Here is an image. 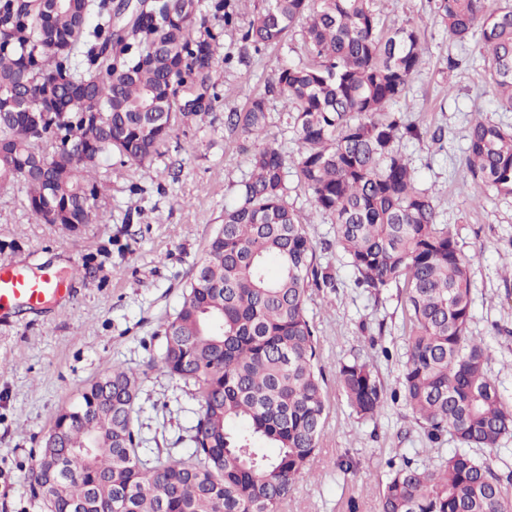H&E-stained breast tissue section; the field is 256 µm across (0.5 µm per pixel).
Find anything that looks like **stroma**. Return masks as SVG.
Wrapping results in <instances>:
<instances>
[{"label": "stroma", "mask_w": 512, "mask_h": 512, "mask_svg": "<svg viewBox=\"0 0 512 512\" xmlns=\"http://www.w3.org/2000/svg\"><path fill=\"white\" fill-rule=\"evenodd\" d=\"M386 26H418L425 48L418 74L390 105L416 123L422 137L402 139L422 188L433 196L439 223L448 225L473 263L471 335L484 339L488 371L512 401V196L466 184L465 150L471 121L483 114L512 129V109L501 107L489 80L490 62L479 36L451 39L430 0H375ZM216 32L209 110L181 122L152 162L136 165L112 156L104 166L97 201L101 218L78 231L39 222L21 185L0 187V266L16 265L30 277L54 273L69 290L42 310L19 306L0 319V512H45L31 497L28 475L58 409L83 385L112 366L142 371L134 425L144 447L185 456L198 407L191 388L160 365L161 325L182 302L209 238L224 219V205L248 178L250 159L264 140L224 128V114L264 91L278 58L299 60L300 30L287 41L254 53L222 14L202 10L192 38ZM232 65H225V56ZM459 59L448 69V58ZM442 140H434L435 131ZM288 202L298 212L335 288L308 291L307 314L320 343L319 369L326 415L313 475L300 480L283 512H379L388 462L400 453L427 469L455 448L452 437L428 440L403 402H386L370 421L351 412L336 385L340 362L361 358L387 388H399L408 336L404 295L396 287L373 295L356 287L343 255L328 247L332 219L317 211L312 193L288 178Z\"/></svg>", "instance_id": "stroma-1"}]
</instances>
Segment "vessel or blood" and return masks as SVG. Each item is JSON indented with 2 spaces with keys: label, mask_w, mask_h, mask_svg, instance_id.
I'll return each mask as SVG.
<instances>
[{
  "label": "vessel or blood",
  "mask_w": 512,
  "mask_h": 512,
  "mask_svg": "<svg viewBox=\"0 0 512 512\" xmlns=\"http://www.w3.org/2000/svg\"><path fill=\"white\" fill-rule=\"evenodd\" d=\"M63 290V282L52 272H44L34 280L20 267H0V313L10 314L21 304L38 307L44 299L60 295Z\"/></svg>",
  "instance_id": "vessel-or-blood-1"
}]
</instances>
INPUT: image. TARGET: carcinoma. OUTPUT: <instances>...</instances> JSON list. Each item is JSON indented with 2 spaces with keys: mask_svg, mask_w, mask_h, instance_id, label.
Returning a JSON list of instances; mask_svg holds the SVG:
<instances>
[{
  "mask_svg": "<svg viewBox=\"0 0 512 512\" xmlns=\"http://www.w3.org/2000/svg\"><path fill=\"white\" fill-rule=\"evenodd\" d=\"M212 0L224 26L238 23L236 3ZM198 0H169L145 12L134 4L130 31L111 57L104 44L112 9L89 0H61L45 12L27 0H0V90L33 97L48 82L55 100L42 131L0 98V186L19 183L34 216L49 204L66 208L68 224H94L103 164L117 154L142 164L161 154L188 110L179 88L208 92L211 42L190 40ZM448 34L460 41L480 28L491 56L489 78L501 106L512 109V5L486 0H434ZM302 31L305 62L279 60L265 93L224 114V128L261 138L272 124L267 96L289 100L300 148L287 159L266 146L251 158L224 224L183 301L164 323L162 368L193 385L199 408L183 458L140 453L134 406L146 372L112 367L60 409L53 428L58 451L74 472L45 495L30 478L31 496L47 512H282L294 485L311 476L326 398L317 369L318 339L306 315L308 288H333L317 261L299 214L288 204V167L329 215L334 241L356 285L379 294L403 283L409 321L402 386L387 389L359 358L336 370L351 410L371 420L387 398L402 400L432 442L458 443L431 469L404 458L389 462L381 512H512L494 452L512 436V403L488 372L484 340L469 334L473 270L432 196L418 186L396 143L420 139L403 113L388 111L421 63L417 27L387 28L373 0H263L242 29L260 51ZM94 38L88 67L55 46ZM67 114L66 135L80 157L53 146L51 127ZM466 171L475 188L512 195V131L477 120L469 132ZM482 451L477 457L474 451Z\"/></svg>",
  "mask_w": 512,
  "mask_h": 512,
  "instance_id": "carcinoma-1",
  "label": "carcinoma"
}]
</instances>
